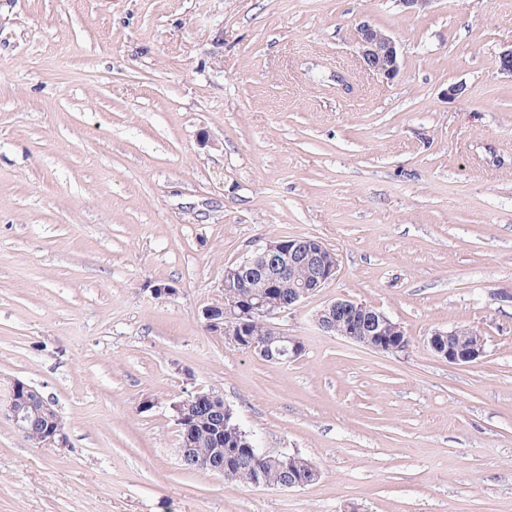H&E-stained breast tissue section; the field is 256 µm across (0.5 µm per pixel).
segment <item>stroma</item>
Returning <instances> with one entry per match:
<instances>
[{
  "mask_svg": "<svg viewBox=\"0 0 512 512\" xmlns=\"http://www.w3.org/2000/svg\"><path fill=\"white\" fill-rule=\"evenodd\" d=\"M363 21L395 80L361 67ZM509 47L512 0H0V512H512ZM279 236L340 255L276 318L304 344L285 364L201 316ZM339 297L409 348L320 330ZM455 326L479 361L430 351ZM17 380L67 447L8 420ZM198 392L320 479L185 469L171 406ZM361 66L373 75L393 80L400 72L399 48L395 39L369 22L357 26ZM427 344L434 355L458 365L474 363L485 353L481 336L465 327L435 331ZM45 412L47 416L42 420L40 424L41 430L38 432L40 440L43 441V444L65 446L67 444V437L62 417L47 406L45 407Z\"/></svg>",
  "mask_w": 512,
  "mask_h": 512,
  "instance_id": "obj_1",
  "label": "stroma"
}]
</instances>
